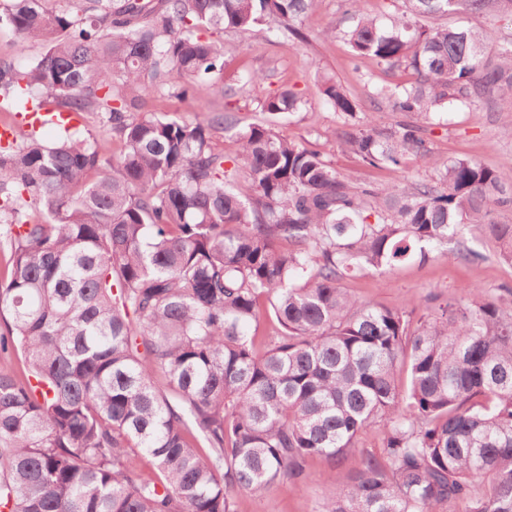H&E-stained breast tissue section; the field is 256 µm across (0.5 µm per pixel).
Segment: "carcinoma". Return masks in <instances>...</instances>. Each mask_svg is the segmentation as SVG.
Here are the masks:
<instances>
[{
	"label": "carcinoma",
	"instance_id": "1",
	"mask_svg": "<svg viewBox=\"0 0 512 512\" xmlns=\"http://www.w3.org/2000/svg\"><path fill=\"white\" fill-rule=\"evenodd\" d=\"M312 2L0 0L17 51L43 44L25 66L0 62V104L105 118L100 136L62 120L51 140L19 127L0 143V351L27 365L22 380L0 371V512H234L242 493L308 481L313 458L349 456L316 512H512V312L474 287L466 303L428 296L416 318L341 287L452 241L485 259L466 229L511 261L492 207L512 185L459 159L356 187L275 131L297 93L265 96L267 119L243 128L209 109L212 88L232 98L263 76L224 82V42L202 32L272 23L298 38ZM405 2L343 32L353 59L416 74L371 95L412 120L341 134L371 166L428 155L424 123L445 107L512 96V0ZM460 12L505 22L496 62L480 32L420 24ZM323 85L355 117L343 86ZM172 89L205 115L145 110ZM372 425L377 455L356 447Z\"/></svg>",
	"mask_w": 512,
	"mask_h": 512
}]
</instances>
